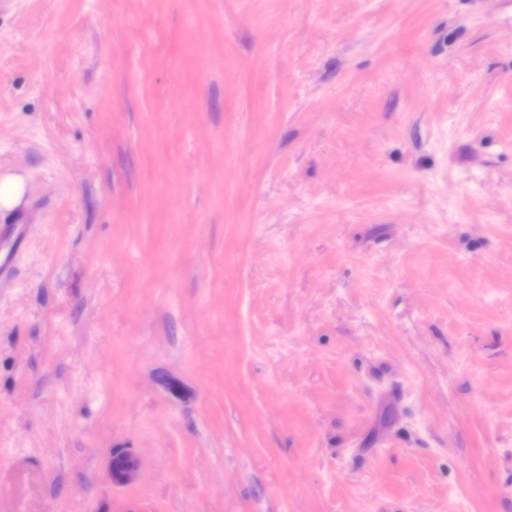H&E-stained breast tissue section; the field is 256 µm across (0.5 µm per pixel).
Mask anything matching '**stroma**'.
Instances as JSON below:
<instances>
[{
    "label": "stroma",
    "instance_id": "obj_1",
    "mask_svg": "<svg viewBox=\"0 0 512 512\" xmlns=\"http://www.w3.org/2000/svg\"><path fill=\"white\" fill-rule=\"evenodd\" d=\"M7 224L0 512H512V0H0ZM117 460L121 463L117 464ZM140 469V460L135 454L123 448L112 449L108 473L113 486L134 483L139 477Z\"/></svg>",
    "mask_w": 512,
    "mask_h": 512
}]
</instances>
